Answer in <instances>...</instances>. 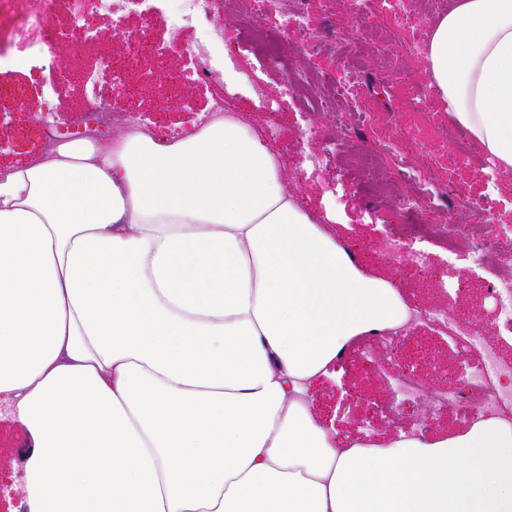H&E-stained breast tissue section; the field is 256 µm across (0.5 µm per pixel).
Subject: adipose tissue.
Segmentation results:
<instances>
[{"label": "adipose tissue", "instance_id": "adipose-tissue-1", "mask_svg": "<svg viewBox=\"0 0 512 512\" xmlns=\"http://www.w3.org/2000/svg\"><path fill=\"white\" fill-rule=\"evenodd\" d=\"M442 111L512 173V0H456ZM411 308L234 114L0 170V398L29 512H512V426L335 441L310 387Z\"/></svg>", "mask_w": 512, "mask_h": 512}]
</instances>
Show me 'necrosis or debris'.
Here are the masks:
<instances>
[{"instance_id": "obj_1", "label": "necrosis or debris", "mask_w": 512, "mask_h": 512, "mask_svg": "<svg viewBox=\"0 0 512 512\" xmlns=\"http://www.w3.org/2000/svg\"><path fill=\"white\" fill-rule=\"evenodd\" d=\"M12 23L7 32H0V66L7 64L23 66L29 60L40 59L50 67L63 69L69 60L64 54L65 47L83 46L97 52L95 70H83L82 81L94 85L98 73L111 70L112 55L102 48L101 37L90 36L83 24L85 0H65L68 23L65 27H54L51 16L58 0H14ZM177 14L170 23L165 49H157L150 37H142L136 48L137 54L161 60L163 53L175 54L196 60L197 78L211 76L208 66L209 49L207 38L187 41L183 38L186 28L208 18L217 0H176ZM270 8L278 10L282 22L281 36L267 41V54L274 60L285 56L287 38L301 34L302 48L312 51L320 39L309 26L306 12L298 6L286 4L285 0H265ZM374 7L385 14L394 41L411 59L418 58L424 49V42L407 36L406 0H350L351 15L354 21H361L367 8ZM356 78L347 75L335 88L312 85L300 74L288 73L281 86L282 94H294L306 100L312 110H334L336 100L354 93ZM362 123L369 125L376 139L382 143H393L399 148V167L409 170V176L424 186L428 197L446 193L451 197L450 209L466 210L477 216L476 224L465 231H457L450 224H434L427 227L426 235L437 238L451 251L467 252L475 264L489 267L490 277L485 292L494 298L498 314L491 327L461 322L454 305L426 309L414 313L410 321L377 334L382 348H397L401 338L408 335L413 323L423 321L438 328L449 339L453 348L465 353L474 361V368L468 373L462 386L453 389L434 391L431 395L436 407H448L464 415L468 422L481 420L493 413L512 425V363L500 355L501 344L512 342V238L502 237L492 225L486 224L489 211L488 202L498 191L499 184L494 175V161H487L484 191L475 195L459 181L458 172L453 167H443L434 171L419 169L409 164L414 140L432 136L433 130L425 124L416 129H393L380 122L377 113L364 111L360 114Z\"/></svg>"}]
</instances>
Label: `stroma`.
<instances>
[{
  "label": "stroma",
  "mask_w": 512,
  "mask_h": 512,
  "mask_svg": "<svg viewBox=\"0 0 512 512\" xmlns=\"http://www.w3.org/2000/svg\"><path fill=\"white\" fill-rule=\"evenodd\" d=\"M305 10L312 28L323 34L322 45L313 52H289L286 63L311 79L326 78L331 86L348 69L356 72L359 82L358 100L337 102L338 111L350 116L342 160L329 162L320 174H302L303 161L320 143L335 137L336 119L330 113L312 111L298 97L280 95L282 67L263 53L264 43L277 31L279 22L267 12L263 0H250L238 14L236 24L241 34L236 40L224 36L228 12L222 2L202 27L186 30L189 39L208 33L212 55L227 64L226 70L215 72L212 79L189 87L172 84L160 75L150 76L147 70L133 65L127 41L139 31L141 17L130 13L125 20V41L112 45L116 70L139 88L129 98V106L139 111L144 123L162 140L171 132L183 137L197 132L204 111L216 97H224L226 109L238 115L249 129H273L269 144L280 161L289 190L318 223L355 251L369 274L393 281L416 309L439 306L451 295L461 319L491 324L496 305L482 290L488 276L485 268L472 264L467 257L449 255L442 244L425 236L413 239L410 248L427 253L426 270L407 273L403 270L404 258L389 262L383 257L386 241L400 225L439 224L445 214L423 204L401 210L399 202L410 195L411 188L397 174L395 151L378 149L372 131L356 114L370 106L387 119L410 122L420 90L430 86L424 59L416 60V84L408 88L396 85V73L403 67L398 56L384 68L373 57H356L349 66H341L336 60V42L348 31L346 0H338L327 12L317 0H306ZM1 84L15 89L20 105L9 121L0 124V169L39 156L49 133L42 120L44 112L56 110V123L80 128L87 113L93 111L94 101H111L113 93L112 75L100 79L96 97L91 100L85 95L78 72H62L40 63L25 69L0 67ZM259 86L269 91V98L256 95ZM373 151L378 154V171L385 180L379 189L366 181L356 165ZM401 352L422 379L424 392L396 396L395 371L388 357L381 354L369 362L352 346L337 360L333 376L316 383L313 409L338 437L357 439L366 431L371 439L379 440L396 434L399 426L416 423L426 424L431 435L465 428V421L454 411H440L430 404L429 391L456 385L469 371L466 355L450 350L446 336L422 322L405 338ZM28 449L26 428L14 419L10 407L0 402V483L8 487L0 498V512H28L23 492Z\"/></svg>",
  "instance_id": "obj_1"
}]
</instances>
